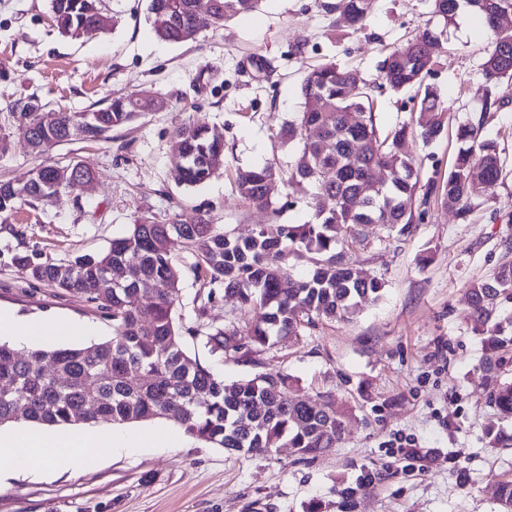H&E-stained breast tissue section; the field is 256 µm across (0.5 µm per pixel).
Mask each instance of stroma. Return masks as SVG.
<instances>
[{
  "mask_svg": "<svg viewBox=\"0 0 512 512\" xmlns=\"http://www.w3.org/2000/svg\"><path fill=\"white\" fill-rule=\"evenodd\" d=\"M325 0H261L196 40L161 41L148 20L149 0H103L116 24L71 38L59 32L49 0H0V179L24 180L41 160H80L97 174L89 189L60 193L45 204L21 205L0 223V308L34 318L87 321L98 338L111 322L93 304L31 278L14 257L67 261L106 252L130 224H157L175 214L214 219L245 238L259 224H301L310 205L280 196L277 212L244 205L238 170L269 162L293 164L298 147L280 132L300 110L306 72L333 62L360 79H376L389 50L424 29L443 31L439 64L430 79L445 110L447 130L431 145L408 139L424 175L451 168L459 124L484 118L482 138L497 142L512 168V86L486 80L487 34L476 15L459 11L451 23L432 0H372L364 26L337 24ZM135 93L167 107L109 133L35 155L10 115L17 100L47 110L84 112ZM505 97L489 114L487 95ZM208 125L224 141V168L185 187L169 163L171 133L188 120ZM512 243V176L477 200L468 219L433 202L404 236L368 231L346 260L360 275L385 284L383 297L359 304L348 320H317L246 360H217L188 344L212 372L232 382L269 370L290 379L292 394L331 402L347 416L335 448L300 458L281 447L265 455L231 454L199 442L171 423H141L155 441L132 454L104 456L81 469L0 473V512H499L497 484L512 480V447H491L495 427L512 436L486 397L512 381V361L498 379L485 378V338L473 330L465 294L489 277ZM439 448L421 466L395 452L397 439ZM376 481L352 497L340 491L363 470Z\"/></svg>",
  "mask_w": 512,
  "mask_h": 512,
  "instance_id": "1",
  "label": "stroma"
}]
</instances>
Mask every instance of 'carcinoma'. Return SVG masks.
Returning a JSON list of instances; mask_svg holds the SVG:
<instances>
[{"instance_id": "obj_1", "label": "carcinoma", "mask_w": 512, "mask_h": 512, "mask_svg": "<svg viewBox=\"0 0 512 512\" xmlns=\"http://www.w3.org/2000/svg\"><path fill=\"white\" fill-rule=\"evenodd\" d=\"M215 2L213 11L199 16L194 0H151L156 36L172 43L193 41L201 31L253 11L261 0ZM369 2L335 0L325 8L355 27L365 22ZM433 2L435 13L447 23L463 6L478 15L490 39L483 62L486 79L512 81V31L499 25L502 15H512V0ZM50 5L60 31L72 38L98 12L105 17L102 29L114 24L101 0H50ZM441 36L426 29L392 50L378 80L361 82L359 91L351 89L356 74L335 63L306 75L301 110L283 129L286 142L302 144L288 177L267 164L239 171L235 186L241 200L259 210L273 209L281 186L291 196L313 186L316 197L330 206L316 203L309 221L260 224L250 236L239 238L204 216L178 217L171 224L141 218L101 255L67 262L20 258L33 279L95 305L112 322V336L83 348L27 354L0 344V426L20 419L57 429L100 419L118 424L165 419L188 436L228 452L265 454L286 443L306 456L336 447L346 415L331 404L291 395L288 375L278 371L226 383L191 357L185 342L191 339L212 356L246 359L283 336H299L317 318L347 319L358 304L376 301L384 291L379 279L362 277L343 262L341 248L363 242L360 228L375 225L403 235L424 220L432 198L465 220L474 201L504 180L499 148L479 140L478 123L458 125L455 160L443 177L435 173L420 183L416 161L404 150L410 136L430 144L445 132L443 109L427 83L437 66ZM380 88L423 91L412 125L386 135L378 132L372 103ZM12 110L32 151L41 155L58 143L105 139L112 129L155 111V99L123 95L86 112H39L32 101L19 100ZM171 142V166L187 186L205 183L224 167V150L201 124L176 126ZM58 168L66 165L42 163L22 183L0 180V216L13 213L22 202H48L64 190L54 177ZM376 168L389 170L391 178L369 193L365 185ZM183 258L191 259L189 268L198 283L196 320L230 295L251 315L246 331L232 319L222 327L176 320L178 261ZM299 261L307 263L308 272L295 277ZM466 298L476 328H487L501 302L512 301V260L473 284ZM487 342L483 369L495 375L504 365L506 341L492 333ZM46 361L53 372L43 370ZM487 402L512 418V383L489 392Z\"/></svg>"}]
</instances>
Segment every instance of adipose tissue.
<instances>
[{
    "mask_svg": "<svg viewBox=\"0 0 512 512\" xmlns=\"http://www.w3.org/2000/svg\"><path fill=\"white\" fill-rule=\"evenodd\" d=\"M68 324H55L0 310V339L10 346L27 347L33 336L68 331ZM148 434L106 425L57 436L35 428H17L0 433V469L25 466L37 469L46 464L78 469L92 464L101 451L130 452L149 444Z\"/></svg>",
    "mask_w": 512,
    "mask_h": 512,
    "instance_id": "ef3b65f1",
    "label": "adipose tissue"
}]
</instances>
